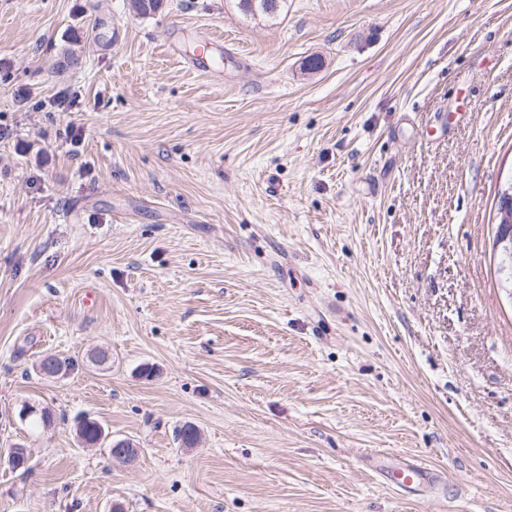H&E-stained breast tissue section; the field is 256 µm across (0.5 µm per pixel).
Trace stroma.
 Listing matches in <instances>:
<instances>
[{
  "instance_id": "35a3bbf8",
  "label": "stroma",
  "mask_w": 512,
  "mask_h": 512,
  "mask_svg": "<svg viewBox=\"0 0 512 512\" xmlns=\"http://www.w3.org/2000/svg\"><path fill=\"white\" fill-rule=\"evenodd\" d=\"M127 3L0 0V512H512V0ZM282 0H239L240 9L250 16L275 18ZM77 437L87 446L94 447L105 440L103 426L95 419L84 418L77 424Z\"/></svg>"
}]
</instances>
